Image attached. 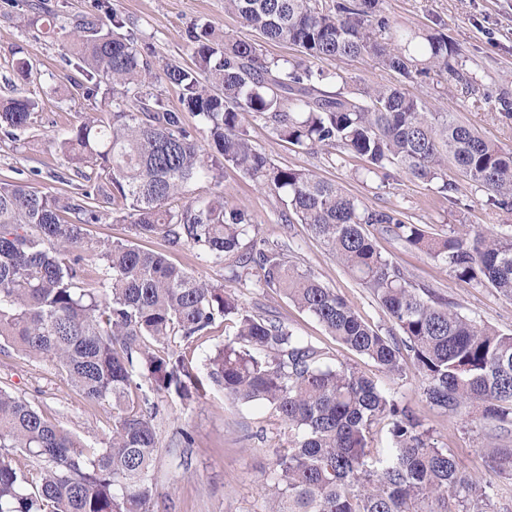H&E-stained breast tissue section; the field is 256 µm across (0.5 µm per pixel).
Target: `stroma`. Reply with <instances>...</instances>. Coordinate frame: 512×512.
<instances>
[{"label": "stroma", "mask_w": 512, "mask_h": 512, "mask_svg": "<svg viewBox=\"0 0 512 512\" xmlns=\"http://www.w3.org/2000/svg\"><path fill=\"white\" fill-rule=\"evenodd\" d=\"M384 6L387 16L415 29L435 21L444 24L467 75L462 81L456 75L432 71L403 84L406 93L453 113L481 136L512 147V119L502 117L498 104L500 98L512 99V0H385ZM114 11L130 20L139 44L150 46L157 59L185 66L193 63L187 38L192 24L209 23L234 38L255 37L235 15L225 12L224 0H108L102 9L96 0H0V98L26 96L37 103L29 128L11 136L0 133V178L62 197L74 195L83 184L56 141L72 124L104 117L106 108L103 94L89 96L74 86L79 73L65 66L63 57L75 19L92 15L106 24ZM48 12L55 16L53 25L31 24L32 16ZM20 57L29 63L30 74L24 80L14 72ZM323 67L342 74L346 92L400 82L398 75L367 57L327 61ZM245 127L256 148L273 163L312 171L342 186L369 208L403 212L410 223L430 231L441 233L460 222L472 228L512 224V213L490 209L484 190L456 170H449L448 177L457 182L458 190L446 199L397 168H390L387 182L367 179L362 175L363 160L353 154L333 148L303 152L278 138L263 122L249 119ZM223 189L228 206L248 209L256 238L289 246L291 260L336 289L366 322L384 332L393 330L377 300L356 283L307 225L282 223L272 197L234 169H225ZM374 239L380 254L400 264L414 282L431 286L462 314L512 332V299L458 280L425 253L389 235L378 233ZM137 241L141 248L164 252L169 261L187 271L218 284L224 280L223 266H200L189 247L171 249L158 237ZM234 290L250 311L277 316L320 347L328 364L350 365L369 375L431 429L435 442L448 448L466 473L489 482L493 512H512V480L488 472L484 448L490 427L475 410L448 416L423 401L422 381L414 370L400 378L390 377L336 343L315 318L284 297L251 282L235 285ZM0 386L24 395L85 444L99 443L109 434V407L79 399L66 378L47 362L12 351L0 353ZM142 392L160 406L156 423L161 449L154 469L162 494L160 512H261L262 483L271 452L284 438L267 409L231 403L215 387L189 405L175 394L153 391L147 382ZM182 429L192 434L191 447L181 445L178 432Z\"/></svg>", "instance_id": "1"}]
</instances>
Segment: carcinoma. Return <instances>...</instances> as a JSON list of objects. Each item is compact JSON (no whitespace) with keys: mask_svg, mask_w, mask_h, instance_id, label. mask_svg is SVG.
Returning a JSON list of instances; mask_svg holds the SVG:
<instances>
[{"mask_svg":"<svg viewBox=\"0 0 512 512\" xmlns=\"http://www.w3.org/2000/svg\"><path fill=\"white\" fill-rule=\"evenodd\" d=\"M383 0H224V11L267 41L300 49L269 58L262 45L189 31L194 66L166 62L155 72L130 21L112 12V29L76 21L67 63L92 90L106 87L112 113L85 119L60 143L89 168L85 188L61 199L0 179V352L51 363L82 400L112 410V430L97 448L14 391L0 387V512H158L153 470L161 448L159 405L133 398L135 371L156 392L184 403L206 385L237 404L257 403L288 428L264 483V512H490L486 485L436 445L407 408L364 372L331 366L324 352L278 318L253 314L238 296L131 241L98 245L85 226L108 206L126 211L137 237L191 247L204 265L222 264L228 280L260 271L275 290L313 316L336 342L396 377L413 368L422 397L450 416L476 407L496 432L512 427V334L457 311L415 284L376 250L367 227L426 253L458 279L512 298V225L432 233L399 211L371 209L308 170L274 164L252 144L245 116L272 126L302 151L336 147L366 162L365 175L396 166L445 198L457 190L448 163L478 184L491 208L512 212V148L481 137L396 85L345 94L324 60L367 55L413 80L429 71L459 73L458 52L441 25L402 28L383 15ZM178 88L187 111L168 108L155 81ZM29 98L0 101V132L31 125ZM232 166L275 198L281 222L314 235L378 301L398 333L366 323L336 290L288 260L284 245L249 238L251 216L229 208L221 188ZM216 190L175 208L188 186ZM102 270L101 287L85 276ZM234 324L192 373L176 341L204 336L217 320ZM388 421L386 456L371 448L373 427ZM497 475L512 476V447L485 449ZM24 455L30 468L13 464Z\"/></svg>","mask_w":512,"mask_h":512,"instance_id":"obj_1","label":"carcinoma"}]
</instances>
